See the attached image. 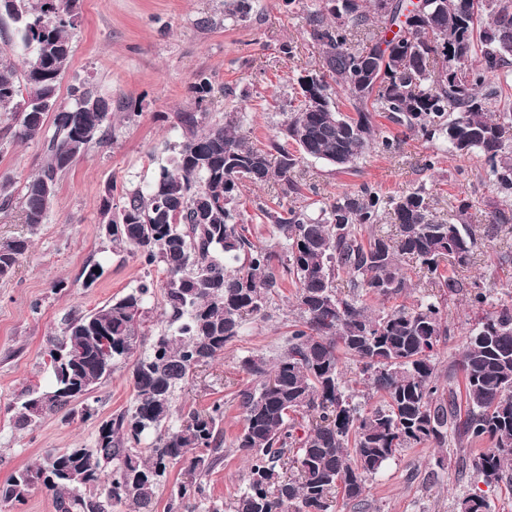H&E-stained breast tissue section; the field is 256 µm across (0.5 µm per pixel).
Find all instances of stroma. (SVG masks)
Masks as SVG:
<instances>
[{
  "label": "stroma",
  "mask_w": 512,
  "mask_h": 512,
  "mask_svg": "<svg viewBox=\"0 0 512 512\" xmlns=\"http://www.w3.org/2000/svg\"><path fill=\"white\" fill-rule=\"evenodd\" d=\"M251 3L248 16L240 19L228 15L224 0H76L72 56L58 100L72 105V90L86 87L111 99L114 109L102 140L60 174L55 203L34 230L22 222V188L40 172L47 155L40 142L16 140L13 113L0 111V184L10 183L12 192L9 206H0V242L31 241L12 277L0 280V484L39 463L47 451L93 447L100 423L133 402L120 363L89 394L86 403L95 411L91 419L77 412L48 417L25 430L15 426L13 407L25 390L50 383L44 367L48 341L60 335L70 315L100 308L146 282L152 286L146 325L156 331L166 324L162 266L146 265L129 249L113 246L100 222L102 199L110 198L117 212L126 192L146 188L182 140L177 112L194 106H201L210 122L235 115L250 142L268 143L288 118L298 77L318 68L320 51L309 37L308 17L322 0ZM287 45L292 54L284 53ZM201 76L209 78L211 91L199 105L191 87ZM375 123L382 135L399 139L395 151L371 148L352 171L304 159L295 170L297 180L313 186L320 201L365 184L386 196L421 187L442 220L457 218L459 204L467 203L465 216L476 231L478 249L469 267L444 262L440 270L466 283L483 281L488 311L512 305V260L501 258L512 248V234L493 231L486 220L493 206L512 209V197L503 198L483 159L452 152L438 138L402 135L400 126L383 117ZM430 155L436 164L428 170L424 160ZM294 203L274 180L244 188L236 203L252 240L276 251L283 262L288 259L283 242L272 224L259 218L257 207ZM94 263L102 274L88 287L83 272ZM57 280L64 281L63 290L54 288ZM446 311L450 336L435 353L443 372L457 364L474 318L460 293L449 295ZM296 315V285L279 279L266 317H250L242 335L217 360L197 368L180 393L179 404L188 410L224 403V461L206 483L207 496L231 501L247 477L234 441L243 425L239 393L255 379L241 361L252 355L276 358ZM474 491L486 496L492 512H512V484L484 486L473 467H462L459 455L421 444L367 481L364 512H454L456 498Z\"/></svg>",
  "instance_id": "35a3bbf8"
}]
</instances>
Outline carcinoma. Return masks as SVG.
Returning <instances> with one entry per match:
<instances>
[{
	"instance_id": "obj_1",
	"label": "carcinoma",
	"mask_w": 512,
	"mask_h": 512,
	"mask_svg": "<svg viewBox=\"0 0 512 512\" xmlns=\"http://www.w3.org/2000/svg\"><path fill=\"white\" fill-rule=\"evenodd\" d=\"M13 0L8 17L19 48L33 49L22 77L0 56V108L16 104L15 136L41 141L47 164L25 183L24 223L42 224L56 196L58 175L96 141L112 118V102L83 89L75 105L58 103L59 83L71 57V3ZM371 0L334 11L322 7L308 18L309 36L320 48L317 82L297 79L300 105L263 146L248 141L234 118L202 125L200 113L176 114L182 141L169 166L147 191L126 193L120 213L103 200L101 223L112 242L135 251L148 265L163 266L167 326L144 341L142 284L89 313L71 315L45 362L51 387L30 388L17 407L15 425L33 427L102 384L119 361L129 362L133 406L98 429L96 445L79 457L72 449L49 451L0 485V501L23 503L41 488L55 512H156L158 492L170 469L187 464L190 480L172 485L167 512H330L340 497L365 508L368 479L408 448L429 443L457 447L484 444L475 466L488 486L512 481V306L487 312L465 338L458 371L462 386L445 388L435 347L447 339L444 299L374 313L363 297L390 299L409 288L402 262L436 274L448 257L472 262L478 245L471 225L440 222L424 188L381 199L370 186L344 193L319 207L292 206L284 213L259 208L283 240L288 263L282 273L298 288L299 319L288 346L274 362L250 356L242 368L256 385L239 393L243 427L235 447L247 458V479L228 504L204 496V480L222 463L224 405L190 410L171 423L177 393L200 365L212 362L240 336L247 318L265 314L266 294L276 283L277 255L254 244L231 204L244 183L283 182L282 191L304 197L293 172L313 158L352 168L371 145L394 146L377 137L374 116L388 118L428 138H441L462 155L488 164L500 193L512 196V145L501 132L512 128V111L489 113V104L512 82V0ZM382 23L381 34L358 48L355 34ZM398 31H393V28ZM393 33L387 38L386 33ZM350 95L355 115L338 110L333 88ZM324 100L307 112L306 98ZM54 131L46 136L47 118ZM297 146L293 154L280 143ZM391 214L399 231L377 226ZM492 229L512 231L505 209L489 212ZM30 240L0 245V280L9 279ZM345 278L339 290L337 281ZM438 287L465 292L476 309L488 303L478 281L445 277ZM358 363L360 380L381 398L369 409L353 402L341 355ZM309 422L297 434L300 421ZM456 512H490L488 500L470 493Z\"/></svg>"
}]
</instances>
